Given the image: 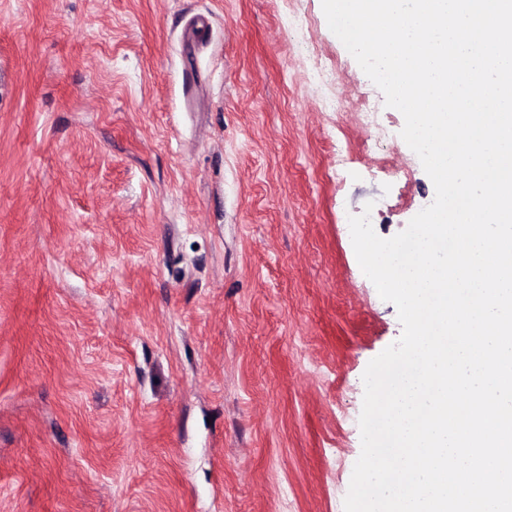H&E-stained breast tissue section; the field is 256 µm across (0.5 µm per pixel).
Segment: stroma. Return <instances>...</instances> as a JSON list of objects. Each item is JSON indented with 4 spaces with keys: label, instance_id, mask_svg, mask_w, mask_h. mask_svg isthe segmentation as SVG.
<instances>
[{
    "label": "stroma",
    "instance_id": "35a3bbf8",
    "mask_svg": "<svg viewBox=\"0 0 512 512\" xmlns=\"http://www.w3.org/2000/svg\"><path fill=\"white\" fill-rule=\"evenodd\" d=\"M383 100L321 0H0V512H344L402 333L348 218L435 198ZM380 113L377 112L376 105H373L369 99H363L359 119L375 139L387 138L390 135V130L381 121Z\"/></svg>",
    "mask_w": 512,
    "mask_h": 512
}]
</instances>
